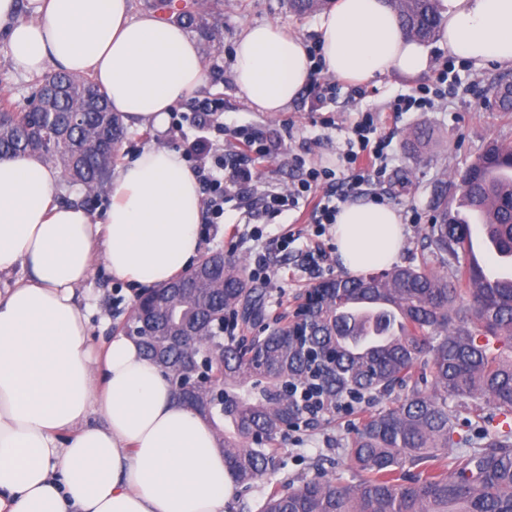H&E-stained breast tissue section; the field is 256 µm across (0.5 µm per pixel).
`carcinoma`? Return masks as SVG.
<instances>
[{"label":"carcinoma","instance_id":"carcinoma-1","mask_svg":"<svg viewBox=\"0 0 512 512\" xmlns=\"http://www.w3.org/2000/svg\"><path fill=\"white\" fill-rule=\"evenodd\" d=\"M402 27L422 41L440 27L439 0H397ZM200 0H182L178 19L194 25ZM60 92L39 115L0 100V158L36 156L57 164L63 178L85 192L111 177L125 137L121 115L110 110L87 77L57 73ZM512 147L491 143L460 174L459 205L492 212L479 228L459 212L443 211L429 228L430 258L376 275L334 277L318 284L331 292L311 312L312 339L336 353V370L320 387V407L292 399L307 365L288 325L261 336V293L239 262L204 260L178 279L146 292L155 303L140 345L151 360L180 365L179 347L164 338L196 334L208 348L224 334L214 378L224 385V408L205 395L194 409L223 433L224 463L245 490L283 466L278 438L293 422L311 429L336 423L355 404L379 402L343 451L350 479H310L272 489L258 512H512V276L489 283L485 265L461 261L480 231L498 258H512ZM235 315L221 328L224 314ZM472 401L471 417L448 410V396ZM486 433L483 444L470 431Z\"/></svg>","mask_w":512,"mask_h":512}]
</instances>
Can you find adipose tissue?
Masks as SVG:
<instances>
[{
    "label": "adipose tissue",
    "instance_id": "1",
    "mask_svg": "<svg viewBox=\"0 0 512 512\" xmlns=\"http://www.w3.org/2000/svg\"><path fill=\"white\" fill-rule=\"evenodd\" d=\"M437 45L482 68H512V0H445ZM325 70L360 84L433 64L406 35L391 0H337L316 24ZM12 62L89 74L113 111L165 129L205 79L181 24L132 16L130 0H40L29 20L0 0ZM304 40L279 25L251 27L233 52L235 83L263 112L282 111L311 79ZM60 172L29 157L0 160V512H227L234 483L211 426L173 396L161 370L124 333L94 360L76 294L103 259L113 277L153 288L201 252L202 194L181 154L143 149L112 173L97 216L57 198ZM345 270L391 267L404 243L398 213L357 202L334 225Z\"/></svg>",
    "mask_w": 512,
    "mask_h": 512
}]
</instances>
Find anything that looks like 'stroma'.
<instances>
[{
    "label": "stroma",
    "instance_id": "obj_1",
    "mask_svg": "<svg viewBox=\"0 0 512 512\" xmlns=\"http://www.w3.org/2000/svg\"><path fill=\"white\" fill-rule=\"evenodd\" d=\"M206 21L216 22L222 31L221 47H214L205 30L188 27L201 50L205 83L197 91L200 99L222 100L224 135L217 150L231 157L238 153V133H258L276 146L273 156L257 166L251 185L232 191L224 199V217L216 231L204 234L203 252L224 253L240 261L244 270L253 271L255 257H262L264 270L255 273L250 284L264 293L268 317L292 310L308 288L324 279L342 274L336 240L332 231L314 224L319 194L301 197L296 207L276 217L262 215L261 199L270 193L284 192L305 179L304 170L291 165L290 157L302 154L308 165L335 171L333 182L342 203L379 196L385 206L395 209L406 228L400 264L420 265L427 253L426 231L438 196L448 198L449 209L458 206V178L486 146L494 141L512 146V112H500L490 103L496 91L512 84V69L488 62L480 69L455 63L447 52L432 48L435 66L428 72L406 76L391 73L364 83V96L352 94L351 84H343L336 99L323 109H315L308 90L280 112H262L236 87L232 77V53L236 41L250 26L274 23L312 43L317 39V16H297L287 0H224L219 13H206ZM454 69L462 83L446 92L436 90L440 69ZM430 87V108L393 115L389 110L397 95L417 87ZM372 112L378 119V131L389 143L387 178L382 183L362 185L351 191L352 174L341 154L353 124L362 112ZM331 118V126L319 124V117ZM424 128L429 139L418 152L407 145L414 130ZM197 132L185 127L183 137L172 132L158 133L150 127L128 129L119 151L127 160L144 148L162 145L178 149L183 138H195ZM322 248L319 263H311L310 252ZM136 292L112 278L104 265L95 272L82 290L84 303L91 312L90 331L94 347H101L112 334L114 325L128 316ZM357 415L342 414L339 423L323 431L297 427L282 440L283 469L265 474L247 494L248 500L260 502L283 482L300 485L302 481L325 473L327 477H349L350 463L341 446L351 436Z\"/></svg>",
    "mask_w": 512,
    "mask_h": 512
}]
</instances>
